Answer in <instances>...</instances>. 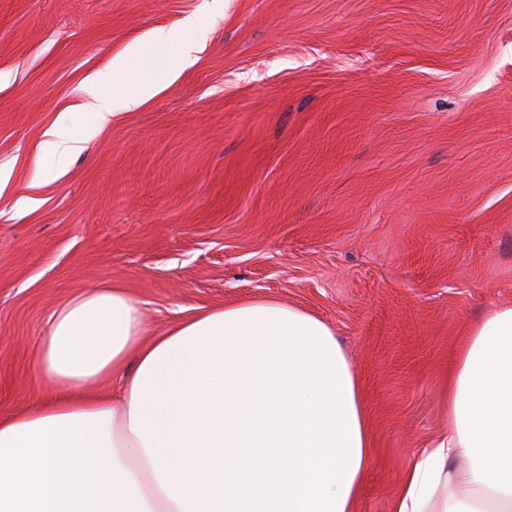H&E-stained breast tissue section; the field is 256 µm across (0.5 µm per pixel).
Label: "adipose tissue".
I'll list each match as a JSON object with an SVG mask.
<instances>
[{
  "label": "adipose tissue",
  "instance_id": "1",
  "mask_svg": "<svg viewBox=\"0 0 512 512\" xmlns=\"http://www.w3.org/2000/svg\"><path fill=\"white\" fill-rule=\"evenodd\" d=\"M125 80L122 57L86 78L94 129L157 88ZM37 370L54 395L0 416V512H359L371 456L359 381L301 309L227 305L150 337L124 289L94 288L51 315ZM390 512H512V304L471 324L448 425Z\"/></svg>",
  "mask_w": 512,
  "mask_h": 512
}]
</instances>
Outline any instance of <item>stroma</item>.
Listing matches in <instances>:
<instances>
[{
  "label": "stroma",
  "instance_id": "stroma-1",
  "mask_svg": "<svg viewBox=\"0 0 512 512\" xmlns=\"http://www.w3.org/2000/svg\"><path fill=\"white\" fill-rule=\"evenodd\" d=\"M198 21L195 63L65 163L85 79ZM0 415L51 395L52 313L124 288L159 331L271 298L330 325L388 512L446 419L469 322L512 303V0H0ZM40 181L41 205L15 209ZM88 134L76 133L65 122H59L50 131V139L41 143L40 153L44 157L65 160L82 149L81 145Z\"/></svg>",
  "mask_w": 512,
  "mask_h": 512
}]
</instances>
